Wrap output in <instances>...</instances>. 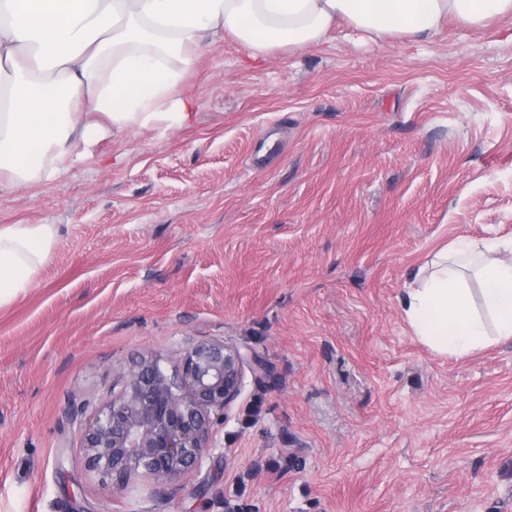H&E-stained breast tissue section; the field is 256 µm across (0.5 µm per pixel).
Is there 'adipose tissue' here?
<instances>
[{"label": "adipose tissue", "mask_w": 512, "mask_h": 512, "mask_svg": "<svg viewBox=\"0 0 512 512\" xmlns=\"http://www.w3.org/2000/svg\"><path fill=\"white\" fill-rule=\"evenodd\" d=\"M509 16L512 0H0V192L58 178L109 134L190 126L181 85L214 35L258 60L336 29L418 44L451 19L485 29ZM55 238L51 224H0V307L27 291ZM416 280L402 315L436 353L512 342V241L443 245Z\"/></svg>", "instance_id": "obj_1"}]
</instances>
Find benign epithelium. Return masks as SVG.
<instances>
[{"mask_svg": "<svg viewBox=\"0 0 512 512\" xmlns=\"http://www.w3.org/2000/svg\"><path fill=\"white\" fill-rule=\"evenodd\" d=\"M247 365L265 372L238 347L209 340L186 348L170 372L158 355L141 357L120 390L78 423L86 470L116 493L182 480L215 448L214 427L238 397Z\"/></svg>", "mask_w": 512, "mask_h": 512, "instance_id": "benign-epithelium-1", "label": "benign epithelium"}]
</instances>
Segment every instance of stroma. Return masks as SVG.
Segmentation results:
<instances>
[{"instance_id":"obj_1","label":"stroma","mask_w":512,"mask_h":512,"mask_svg":"<svg viewBox=\"0 0 512 512\" xmlns=\"http://www.w3.org/2000/svg\"><path fill=\"white\" fill-rule=\"evenodd\" d=\"M182 91L193 126L0 196L57 228L0 309V512H512V343L437 354L398 303L444 244L512 237V18L258 66L220 36ZM202 340L265 375L189 478L114 493L72 409Z\"/></svg>"}]
</instances>
